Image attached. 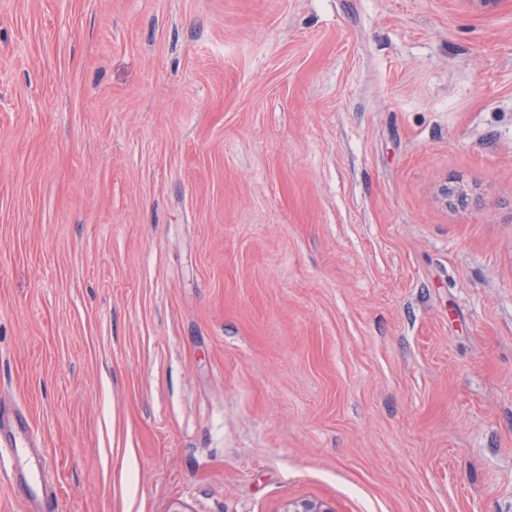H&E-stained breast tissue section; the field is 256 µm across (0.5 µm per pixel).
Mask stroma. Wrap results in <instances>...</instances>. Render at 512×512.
I'll return each mask as SVG.
<instances>
[{
  "label": "stroma",
  "mask_w": 512,
  "mask_h": 512,
  "mask_svg": "<svg viewBox=\"0 0 512 512\" xmlns=\"http://www.w3.org/2000/svg\"><path fill=\"white\" fill-rule=\"evenodd\" d=\"M21 408L53 512H512V0H0Z\"/></svg>",
  "instance_id": "35a3bbf8"
}]
</instances>
